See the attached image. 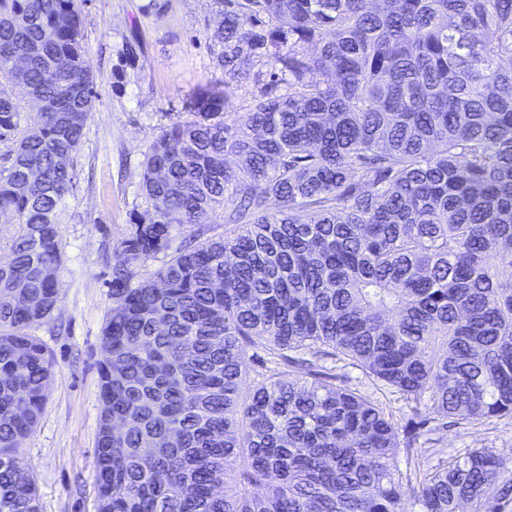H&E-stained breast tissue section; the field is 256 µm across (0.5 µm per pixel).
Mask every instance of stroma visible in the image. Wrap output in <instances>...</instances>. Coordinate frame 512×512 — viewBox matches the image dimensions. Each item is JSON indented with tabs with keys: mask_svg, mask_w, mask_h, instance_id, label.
<instances>
[{
	"mask_svg": "<svg viewBox=\"0 0 512 512\" xmlns=\"http://www.w3.org/2000/svg\"><path fill=\"white\" fill-rule=\"evenodd\" d=\"M215 15L213 0H86L84 60L97 100L57 218L59 301L50 318L29 329L55 362L41 416L20 447L40 512H97L100 337L112 307L113 249L134 216L151 209L141 172L161 127L198 86L224 77L208 29ZM244 66L249 78L230 84L232 112H246L270 81L255 58ZM431 437L444 461L488 448L512 470V418L440 426Z\"/></svg>",
	"mask_w": 512,
	"mask_h": 512,
	"instance_id": "obj_1",
	"label": "stroma"
}]
</instances>
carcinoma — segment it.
Masks as SVG:
<instances>
[{
    "instance_id": "1",
    "label": "carcinoma",
    "mask_w": 512,
    "mask_h": 512,
    "mask_svg": "<svg viewBox=\"0 0 512 512\" xmlns=\"http://www.w3.org/2000/svg\"><path fill=\"white\" fill-rule=\"evenodd\" d=\"M84 3L0 0V78L28 98L0 89V512H39L19 449L54 363L26 329L58 302L57 215L97 99ZM216 3L224 72L246 45L272 83L243 114L227 82L199 87L145 156L151 215L113 250L100 338L97 512L511 501L501 457L436 463L427 435L435 415L512 417V0ZM250 349L288 371L251 374ZM346 368L411 403L408 423Z\"/></svg>"
}]
</instances>
